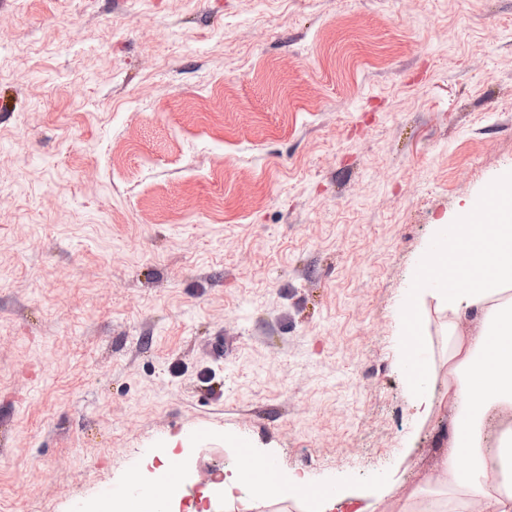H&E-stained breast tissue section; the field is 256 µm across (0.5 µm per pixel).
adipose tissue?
Segmentation results:
<instances>
[{"label":"adipose tissue","instance_id":"obj_1","mask_svg":"<svg viewBox=\"0 0 512 512\" xmlns=\"http://www.w3.org/2000/svg\"><path fill=\"white\" fill-rule=\"evenodd\" d=\"M406 329L421 335L424 298L448 314V386L438 390L427 357L405 353L411 406L427 420L443 400L455 413L442 464L443 484L487 512H512V173L452 222L434 227L416 263Z\"/></svg>","mask_w":512,"mask_h":512}]
</instances>
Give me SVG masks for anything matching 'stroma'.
<instances>
[{
	"mask_svg": "<svg viewBox=\"0 0 512 512\" xmlns=\"http://www.w3.org/2000/svg\"><path fill=\"white\" fill-rule=\"evenodd\" d=\"M511 170L512 0H0V512L181 435L201 491L246 450L367 512L441 496L406 296Z\"/></svg>",
	"mask_w": 512,
	"mask_h": 512,
	"instance_id": "1",
	"label": "stroma"
}]
</instances>
